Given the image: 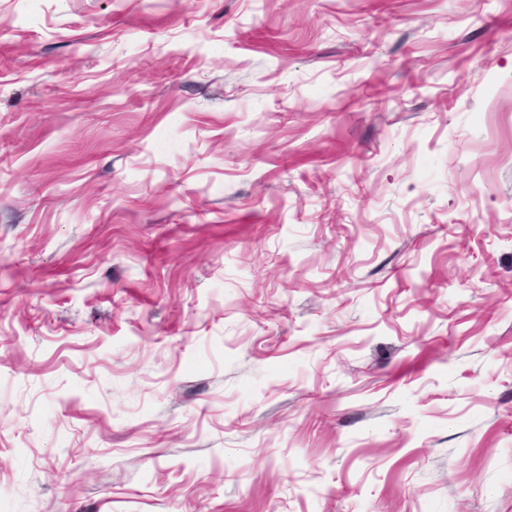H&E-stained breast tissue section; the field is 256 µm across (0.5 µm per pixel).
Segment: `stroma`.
Listing matches in <instances>:
<instances>
[{
  "instance_id": "1",
  "label": "stroma",
  "mask_w": 512,
  "mask_h": 512,
  "mask_svg": "<svg viewBox=\"0 0 512 512\" xmlns=\"http://www.w3.org/2000/svg\"><path fill=\"white\" fill-rule=\"evenodd\" d=\"M0 512H512V0H0Z\"/></svg>"
}]
</instances>
